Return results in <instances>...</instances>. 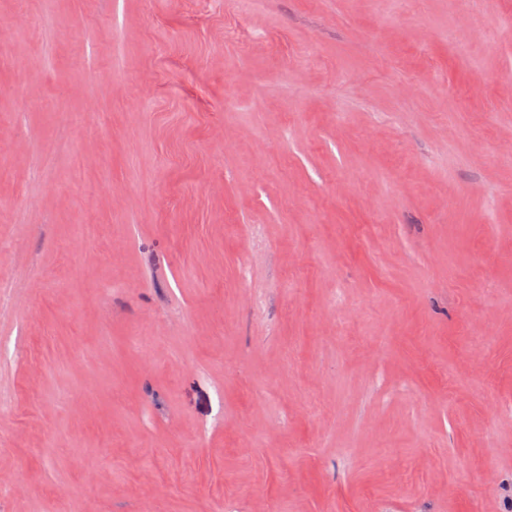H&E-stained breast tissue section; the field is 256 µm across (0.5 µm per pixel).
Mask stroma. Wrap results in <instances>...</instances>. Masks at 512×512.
Returning <instances> with one entry per match:
<instances>
[{
    "mask_svg": "<svg viewBox=\"0 0 512 512\" xmlns=\"http://www.w3.org/2000/svg\"><path fill=\"white\" fill-rule=\"evenodd\" d=\"M1 21L0 512H512V0Z\"/></svg>",
    "mask_w": 512,
    "mask_h": 512,
    "instance_id": "stroma-1",
    "label": "stroma"
}]
</instances>
